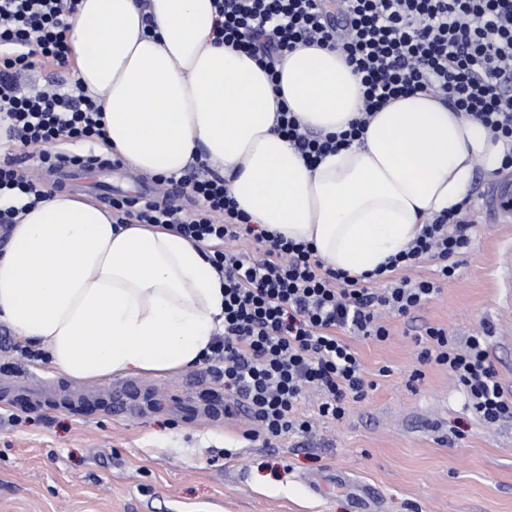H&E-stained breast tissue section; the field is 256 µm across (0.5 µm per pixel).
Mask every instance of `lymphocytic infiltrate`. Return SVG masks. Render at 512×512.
Wrapping results in <instances>:
<instances>
[{
	"instance_id": "1",
	"label": "lymphocytic infiltrate",
	"mask_w": 512,
	"mask_h": 512,
	"mask_svg": "<svg viewBox=\"0 0 512 512\" xmlns=\"http://www.w3.org/2000/svg\"><path fill=\"white\" fill-rule=\"evenodd\" d=\"M80 0H0V125L7 139L34 148L42 163L65 139L106 140L97 102L59 85L26 88L29 72L69 63L67 20ZM213 34L258 56L265 69L297 46L317 44L345 55L360 74L363 109L349 130L323 138L280 110L277 132L309 163L361 138L373 112L390 100L424 91L490 128L506 146L503 169L512 168V0H215ZM194 201L191 210L168 201L128 200L112 205L119 224L167 226L200 243L224 276V332L206 362L224 375V394L247 408L255 424L246 439L272 440L308 433L298 415L306 390L319 396L317 414L343 420L352 403L376 387L362 373L348 336L379 342L390 336L381 313L405 316L453 278L470 242L463 206L427 221L421 234L368 280L326 267L310 245L255 231L222 177L207 165L178 179ZM29 204L48 198L43 183L0 165V199L12 192ZM254 236L255 254L231 249ZM435 261L436 279L414 277ZM422 365L446 367L486 423L512 420V392L502 386L486 337L458 341L447 329L424 330Z\"/></svg>"
}]
</instances>
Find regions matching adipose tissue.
Returning a JSON list of instances; mask_svg holds the SVG:
<instances>
[{"label": "adipose tissue", "mask_w": 512, "mask_h": 512, "mask_svg": "<svg viewBox=\"0 0 512 512\" xmlns=\"http://www.w3.org/2000/svg\"><path fill=\"white\" fill-rule=\"evenodd\" d=\"M214 0H81L68 20L81 90L101 106L108 151L151 175L203 163L253 223L312 244L353 276L407 249L426 220L461 204L476 164L501 166L492 131L434 95L385 105L360 140L308 164L276 130L287 107L336 135L363 88L340 53L300 46L271 80L253 55L215 43ZM0 248V324L72 381L162 376L203 363L224 325V278L200 244L57 192Z\"/></svg>", "instance_id": "obj_1"}]
</instances>
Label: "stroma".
<instances>
[{
    "label": "stroma",
    "mask_w": 512,
    "mask_h": 512,
    "mask_svg": "<svg viewBox=\"0 0 512 512\" xmlns=\"http://www.w3.org/2000/svg\"><path fill=\"white\" fill-rule=\"evenodd\" d=\"M473 222L458 276L379 343L351 337L376 388L338 422L299 407L311 434L249 442L246 413L226 408L206 366L139 375L114 407V383L72 382L23 358L0 324V512H512V420L487 425L447 369L419 368L417 340L441 326L458 338L490 329L499 379L512 390V299L501 271L511 224Z\"/></svg>",
    "instance_id": "stroma-1"
}]
</instances>
